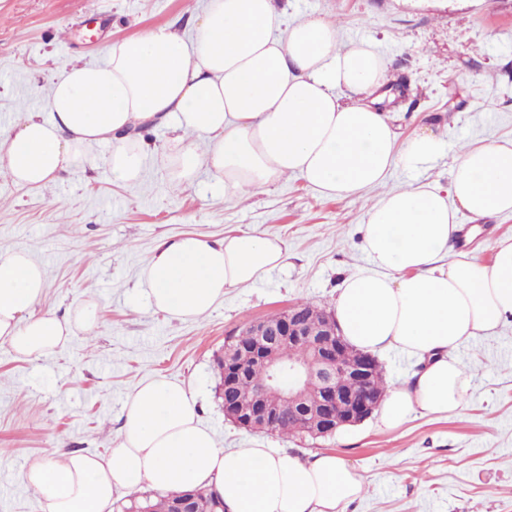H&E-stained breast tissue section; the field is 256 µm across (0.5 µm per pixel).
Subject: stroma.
<instances>
[{"label": "stroma", "instance_id": "obj_1", "mask_svg": "<svg viewBox=\"0 0 512 512\" xmlns=\"http://www.w3.org/2000/svg\"><path fill=\"white\" fill-rule=\"evenodd\" d=\"M205 0H0V131L29 114L50 119L47 96L64 67L100 59L108 42L166 27L182 37ZM287 22H337L342 42L371 46L386 64L382 91L360 94L387 112L399 140L422 128L440 155L395 167L358 199L327 198L295 176L237 201L206 171L178 180L162 157L171 124L148 126L150 146L136 184L113 183L108 142L87 149L86 166L40 187L0 173V247L41 263V308L64 315L98 308L93 333L55 352L17 359L0 343V512H44L28 485L29 462L60 449L106 453L121 440L129 395L154 375L183 381L217 447L258 443L307 458L332 451L364 479L348 512H512V326L453 352L470 387L459 415H413L393 429L377 416L330 438L299 440L244 430L224 418L216 358L224 340L251 320L309 301L333 309L344 278L366 267L359 224L385 193L423 183L448 186L462 145L512 139V0H278ZM458 253L492 256L512 234V216L473 222ZM251 232L288 245L285 266L229 290L209 313L175 320L154 312L140 276L161 241L192 232L212 240Z\"/></svg>", "mask_w": 512, "mask_h": 512}]
</instances>
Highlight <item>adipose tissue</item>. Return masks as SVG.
<instances>
[{
	"label": "adipose tissue",
	"mask_w": 512,
	"mask_h": 512,
	"mask_svg": "<svg viewBox=\"0 0 512 512\" xmlns=\"http://www.w3.org/2000/svg\"><path fill=\"white\" fill-rule=\"evenodd\" d=\"M193 35L166 28L108 44L98 64H75L54 81L50 120L28 116L0 132V168L21 186H40L85 166L86 149L112 145L114 182L138 181L146 145L140 127L172 123L164 157L179 180L206 169L233 201L285 175L324 197L359 198L392 168L433 162L428 129L398 144L385 112L347 101L386 81L368 45L339 43L337 24H285L276 0H206ZM512 215V140L465 145L448 190L418 185L385 194L360 227L368 267L338 289L343 336L369 351L397 349L420 360L413 379L388 390L380 421L462 409L468 378L453 352L467 340L512 326V235L492 257L457 255L460 216ZM288 258L284 241L243 233L210 241L185 233L159 245L141 272L151 306L173 319L199 318L228 289L255 283ZM43 267L24 250L0 247V342L28 361L95 326V307L67 316L40 309ZM196 398L163 376L128 398L121 441L106 454L57 451L30 462L26 480L46 512H112L142 484L206 487L227 512H346L365 490L336 454L307 459L270 448H217Z\"/></svg>",
	"instance_id": "adipose-tissue-1"
}]
</instances>
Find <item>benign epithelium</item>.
Listing matches in <instances>:
<instances>
[{
    "mask_svg": "<svg viewBox=\"0 0 512 512\" xmlns=\"http://www.w3.org/2000/svg\"><path fill=\"white\" fill-rule=\"evenodd\" d=\"M239 335L254 337V344L240 360L231 355L224 357V390L229 392L234 388L246 362L266 365L277 376V386L269 391L288 400V412L314 437L330 436L345 426L360 423L370 417L382 401V395L375 391L377 360L347 346L332 314L323 318L319 333L311 334L307 331V322L290 305L280 322L253 320L240 329ZM305 342L313 346V358L305 369L287 365L284 346ZM315 376L320 385L311 401L305 397L306 391L300 383L304 378L309 380ZM224 416L248 430L270 431L277 422V411L261 394L242 400L227 398Z\"/></svg>",
    "mask_w": 512,
    "mask_h": 512,
    "instance_id": "1",
    "label": "benign epithelium"
}]
</instances>
